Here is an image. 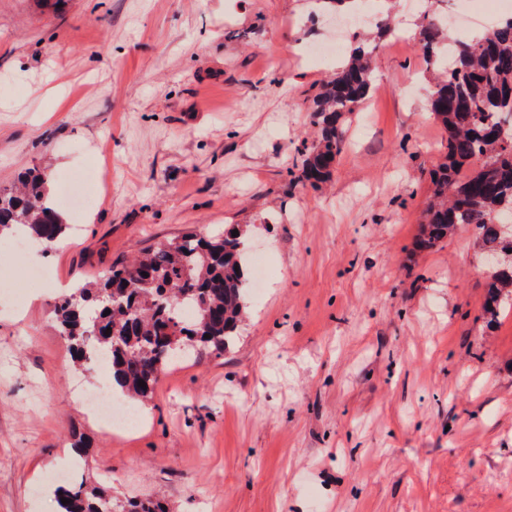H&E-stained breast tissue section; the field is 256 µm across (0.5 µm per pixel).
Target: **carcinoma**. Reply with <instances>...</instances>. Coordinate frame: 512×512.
Here are the masks:
<instances>
[{"label": "carcinoma", "instance_id": "1", "mask_svg": "<svg viewBox=\"0 0 512 512\" xmlns=\"http://www.w3.org/2000/svg\"><path fill=\"white\" fill-rule=\"evenodd\" d=\"M447 28L426 15L418 40L433 67L448 41ZM347 63L327 81L313 108L320 140L302 165L301 179H329L342 149L345 116L372 89L376 46L354 34ZM431 93L430 111L448 133L445 161L431 172L432 199L424 211L416 247L434 248L463 228L472 229L481 250L512 251L504 225L512 224V16L480 38L451 41L448 67ZM47 174L28 172L19 186L0 191V235L21 228L47 244L64 241L68 224L45 204ZM241 238L207 239L186 233L128 265H114L99 281L73 289L55 303L58 330L74 357L99 351L112 368L123 399L150 398L179 345L193 343L224 354L248 307L249 282ZM512 296V262L488 271L484 314L494 320ZM109 315H104L105 311ZM143 380L146 387L138 386ZM59 512H166L152 499H121L112 488L73 478L55 489Z\"/></svg>", "mask_w": 512, "mask_h": 512}]
</instances>
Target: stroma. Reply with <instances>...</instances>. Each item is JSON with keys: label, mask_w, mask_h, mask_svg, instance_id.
<instances>
[{"label": "stroma", "mask_w": 512, "mask_h": 512, "mask_svg": "<svg viewBox=\"0 0 512 512\" xmlns=\"http://www.w3.org/2000/svg\"><path fill=\"white\" fill-rule=\"evenodd\" d=\"M394 12L369 97L330 179L301 180L319 60L351 13L321 0H0V189L49 167L105 187L63 206L67 245L0 260V512H56L75 434L84 475L171 512H512V313L487 322L470 233L414 248L448 136L418 46L445 0ZM238 229L271 265L223 356L168 370L141 422L107 434L72 396L108 370L72 363L50 260L68 285L187 232Z\"/></svg>", "instance_id": "1"}]
</instances>
